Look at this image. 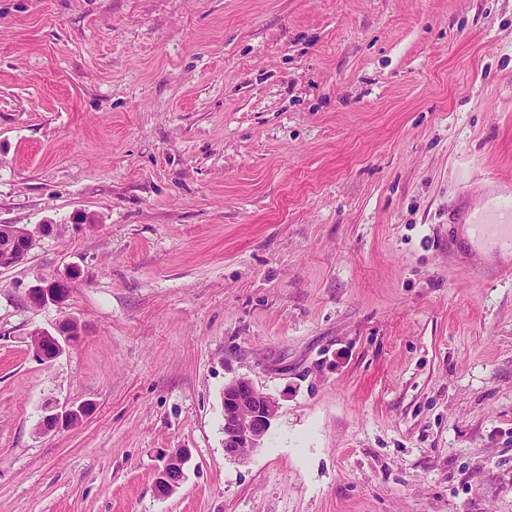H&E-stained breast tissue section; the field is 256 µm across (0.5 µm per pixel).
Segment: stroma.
<instances>
[{"label":"stroma","instance_id":"obj_1","mask_svg":"<svg viewBox=\"0 0 512 512\" xmlns=\"http://www.w3.org/2000/svg\"><path fill=\"white\" fill-rule=\"evenodd\" d=\"M502 188L512 0H0V224L51 227L0 272V512H512V273L450 221ZM238 377L279 408L233 461ZM71 292L70 282L67 280H53L33 288L28 300L33 306H44L48 303L62 305L64 304ZM82 331L81 324L74 319L65 320L55 332L37 330L34 351L43 361L50 362L64 351L66 345L73 343L76 336H82ZM87 413L85 405L71 406L63 411L46 414L38 424V430L42 434L55 432L61 428L77 424ZM191 459L187 448H169L162 457L155 478V488L159 495L167 496L176 491L184 479V469Z\"/></svg>","mask_w":512,"mask_h":512}]
</instances>
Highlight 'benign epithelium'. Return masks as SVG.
Masks as SVG:
<instances>
[{
    "label": "benign epithelium",
    "mask_w": 512,
    "mask_h": 512,
    "mask_svg": "<svg viewBox=\"0 0 512 512\" xmlns=\"http://www.w3.org/2000/svg\"><path fill=\"white\" fill-rule=\"evenodd\" d=\"M33 247V235L16 224H0V270L11 269L25 261ZM71 292L70 282L53 280L32 289L30 304L44 306L48 303L62 305ZM81 324L67 319L53 332L39 330L35 333V353L44 361L57 358L65 346L82 335ZM224 455L233 460L245 458L261 446L278 411L276 399L257 389L246 377L233 379L224 385ZM87 413L84 405L71 406L60 412L42 417L38 430L42 434L77 424ZM191 459L187 448H170L162 457L155 478L159 495L167 496L176 491L184 479V469Z\"/></svg>",
    "instance_id": "1"
}]
</instances>
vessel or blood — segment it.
<instances>
[{
  "label": "vessel or blood",
  "mask_w": 512,
  "mask_h": 512,
  "mask_svg": "<svg viewBox=\"0 0 512 512\" xmlns=\"http://www.w3.org/2000/svg\"><path fill=\"white\" fill-rule=\"evenodd\" d=\"M470 242L479 251L495 249L512 253V195L487 198L467 224Z\"/></svg>",
  "instance_id": "obj_1"
}]
</instances>
